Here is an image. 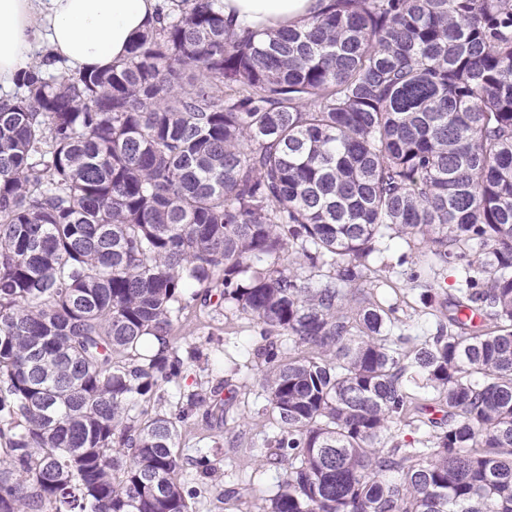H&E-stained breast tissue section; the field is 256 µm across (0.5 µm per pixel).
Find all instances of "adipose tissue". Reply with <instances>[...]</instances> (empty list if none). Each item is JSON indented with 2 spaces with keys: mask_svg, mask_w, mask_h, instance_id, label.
<instances>
[{
  "mask_svg": "<svg viewBox=\"0 0 512 512\" xmlns=\"http://www.w3.org/2000/svg\"><path fill=\"white\" fill-rule=\"evenodd\" d=\"M158 0H0V87L10 88L41 43L78 69L127 57L134 37L155 22ZM319 0H224L225 17L260 28L291 25Z\"/></svg>",
  "mask_w": 512,
  "mask_h": 512,
  "instance_id": "1",
  "label": "adipose tissue"
}]
</instances>
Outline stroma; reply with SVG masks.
Listing matches in <instances>:
<instances>
[{
    "instance_id": "obj_1",
    "label": "stroma",
    "mask_w": 512,
    "mask_h": 512,
    "mask_svg": "<svg viewBox=\"0 0 512 512\" xmlns=\"http://www.w3.org/2000/svg\"><path fill=\"white\" fill-rule=\"evenodd\" d=\"M408 250L405 241L397 238L390 241L381 257L388 269L381 272L374 295L383 303L410 304L417 289H449L455 282L454 273L449 271L414 281L408 275L391 273L390 265ZM172 343L183 348L200 346L203 357L188 366L177 382L165 385L168 401L210 389L219 392L224 401L223 416L208 417L200 410L189 416L179 439L184 471L194 472L198 451H206L219 473L206 494V512H259L277 490L275 470L257 468L265 441L276 433L277 426L264 412L260 396L266 365L256 356L263 343L258 326L231 312L197 305L186 312L183 328ZM228 489L239 492V501L225 502Z\"/></svg>"
}]
</instances>
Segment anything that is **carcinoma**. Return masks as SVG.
<instances>
[{
	"mask_svg": "<svg viewBox=\"0 0 512 512\" xmlns=\"http://www.w3.org/2000/svg\"><path fill=\"white\" fill-rule=\"evenodd\" d=\"M321 2L164 0L122 61L47 53L0 100V512H193L213 402L155 405L213 296L276 337L267 512H512V0ZM396 238L456 273L429 336L367 291ZM224 17L257 27L291 25L319 8V0H223Z\"/></svg>",
	"mask_w": 512,
	"mask_h": 512,
	"instance_id": "1",
	"label": "carcinoma"
}]
</instances>
